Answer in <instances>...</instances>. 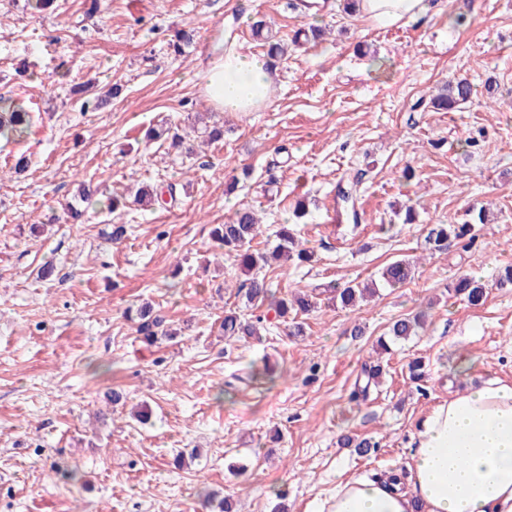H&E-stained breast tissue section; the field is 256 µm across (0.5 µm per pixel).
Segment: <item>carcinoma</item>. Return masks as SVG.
<instances>
[{
    "label": "carcinoma",
    "mask_w": 512,
    "mask_h": 512,
    "mask_svg": "<svg viewBox=\"0 0 512 512\" xmlns=\"http://www.w3.org/2000/svg\"><path fill=\"white\" fill-rule=\"evenodd\" d=\"M475 95L473 84L464 77H454L448 80L445 91L431 98V103L437 109L451 111L468 102ZM30 115L24 103L10 95L0 94V140L7 143L14 141L28 130ZM165 137L170 140V147L179 149L183 146L185 136L179 131H171L169 128L153 130L149 133L152 140ZM173 195V186H167L163 191L158 188L148 190L138 186L134 192V202L149 207L152 203H165L164 195ZM470 219L459 224L450 221L446 224H436L432 227L425 239L428 250L432 253L441 252L448 248L450 238L460 239L471 232L473 224H487L490 221L489 213L484 207H472L469 211ZM259 230L258 219L255 213L249 208H243L234 213L226 222L217 224L211 231L212 237L224 247V252L235 254L245 272L251 274L240 290L244 291L246 302L256 306L268 305L275 317L285 318L288 312L307 314L317 308V297L304 291H298L291 298L276 299L269 295V289L265 280L252 275L260 264H266L270 260L285 259L296 260L300 263L307 262L312 258V252L300 247V242L288 228L284 227L279 231V243L270 255H256L250 252L247 244L254 238ZM412 264L400 259L391 262L384 267L379 276V282L385 287H397L405 284L412 278ZM487 288L482 280L472 276L463 275L453 285V291L461 296L472 307L478 308L484 305L487 299ZM331 294L330 301L339 304L344 308L352 307L356 302L368 293L376 292V288L359 283L331 285L328 287ZM137 320L136 332L146 341L153 342L158 338V329L162 326V319L155 313L153 307L147 303L139 305L135 310ZM263 319H257V323H251L242 319L237 313L229 312L224 314L221 328L224 337L227 339L236 336L252 337L260 335V328L257 324ZM420 324V317L402 318L395 321L390 328V339L393 342L405 341L415 333ZM203 512H234L233 500L228 496H221L217 492L205 495L202 502Z\"/></svg>",
    "instance_id": "cac0c4a2"
}]
</instances>
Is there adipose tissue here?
<instances>
[{
	"instance_id": "1",
	"label": "adipose tissue",
	"mask_w": 512,
	"mask_h": 512,
	"mask_svg": "<svg viewBox=\"0 0 512 512\" xmlns=\"http://www.w3.org/2000/svg\"><path fill=\"white\" fill-rule=\"evenodd\" d=\"M425 0H361L365 20L420 18ZM204 93L220 112L268 104L264 58L233 51L209 62ZM318 512H512V384L489 380L441 401L422 420L404 474L338 482Z\"/></svg>"
}]
</instances>
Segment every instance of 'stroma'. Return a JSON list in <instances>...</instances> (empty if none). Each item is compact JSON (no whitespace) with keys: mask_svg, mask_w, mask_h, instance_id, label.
Returning a JSON list of instances; mask_svg holds the SVG:
<instances>
[{"mask_svg":"<svg viewBox=\"0 0 512 512\" xmlns=\"http://www.w3.org/2000/svg\"><path fill=\"white\" fill-rule=\"evenodd\" d=\"M0 0V93L22 99L32 124L0 143V512H201L202 495L231 496L237 512H314L352 477L403 469L421 419L452 394L497 378L512 383V0H427L416 21L376 26L319 0ZM267 21L287 55L272 70L269 105L218 112L201 91L208 60L236 49L264 55L252 19ZM324 30L304 46V23ZM193 31L183 54L169 43ZM476 89L457 112L433 95L456 76ZM112 91L84 109L79 84ZM223 125L201 143L199 117ZM187 132L177 152L146 130ZM27 171L16 173L17 156ZM120 199L72 224L81 183ZM177 188L155 208L126 203L134 183ZM352 190V201L343 193ZM494 219L429 253L432 225L463 221L475 204ZM416 221L400 223L401 206ZM255 210V252L295 224L310 264L274 262L261 275L278 296L376 278L387 263L417 260L411 280L351 308L322 300L304 335L265 322L261 338L225 340V311L246 320V275L209 234L237 209ZM335 223H328V210ZM128 227L110 238L113 225ZM71 272L40 279L44 263ZM463 274L489 286L470 307L450 288ZM148 302L164 319L151 346L128 314ZM426 312L423 330L380 350L399 318ZM361 335H354V328ZM469 357L468 374L454 356ZM425 365L411 381L408 365ZM383 375L354 401L365 366ZM119 389L124 402L108 406ZM151 424L134 419L138 405ZM369 440L359 455L343 437ZM199 450L177 469L174 454ZM242 462L243 474L228 466Z\"/></svg>","mask_w":512,"mask_h":512,"instance_id":"stroma-1","label":"stroma"}]
</instances>
